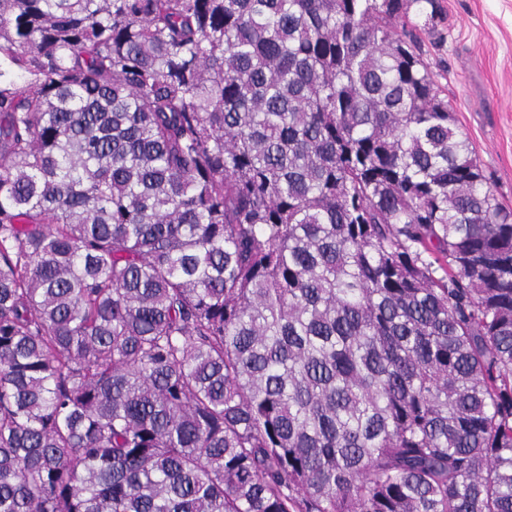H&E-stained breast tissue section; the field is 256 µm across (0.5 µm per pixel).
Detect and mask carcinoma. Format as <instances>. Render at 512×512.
I'll use <instances>...</instances> for the list:
<instances>
[{
  "label": "carcinoma",
  "mask_w": 512,
  "mask_h": 512,
  "mask_svg": "<svg viewBox=\"0 0 512 512\" xmlns=\"http://www.w3.org/2000/svg\"><path fill=\"white\" fill-rule=\"evenodd\" d=\"M413 2L0 0V512H512V212Z\"/></svg>",
  "instance_id": "obj_1"
}]
</instances>
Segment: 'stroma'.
Masks as SVG:
<instances>
[{
	"label": "stroma",
	"instance_id": "obj_1",
	"mask_svg": "<svg viewBox=\"0 0 512 512\" xmlns=\"http://www.w3.org/2000/svg\"><path fill=\"white\" fill-rule=\"evenodd\" d=\"M410 29L488 186L512 211V0H436Z\"/></svg>",
	"mask_w": 512,
	"mask_h": 512
}]
</instances>
